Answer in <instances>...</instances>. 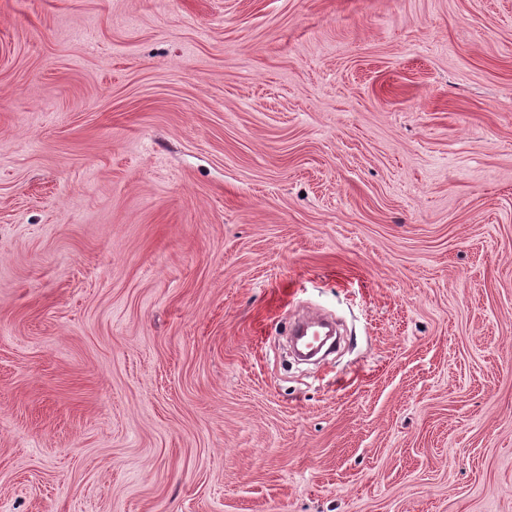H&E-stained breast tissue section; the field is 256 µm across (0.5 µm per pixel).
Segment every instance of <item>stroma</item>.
<instances>
[{"label":"stroma","mask_w":512,"mask_h":512,"mask_svg":"<svg viewBox=\"0 0 512 512\" xmlns=\"http://www.w3.org/2000/svg\"><path fill=\"white\" fill-rule=\"evenodd\" d=\"M0 512H512V0H0Z\"/></svg>","instance_id":"stroma-1"}]
</instances>
